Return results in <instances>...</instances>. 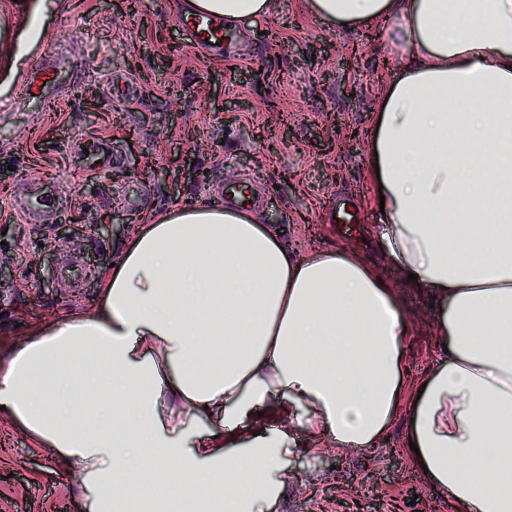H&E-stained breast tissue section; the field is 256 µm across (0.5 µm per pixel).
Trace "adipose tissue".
Here are the masks:
<instances>
[{
	"label": "adipose tissue",
	"instance_id": "adipose-tissue-1",
	"mask_svg": "<svg viewBox=\"0 0 512 512\" xmlns=\"http://www.w3.org/2000/svg\"><path fill=\"white\" fill-rule=\"evenodd\" d=\"M408 51L365 159L378 243L435 303L443 351L406 373L400 296L358 248L288 251L236 210L181 206L126 241L92 316L0 352V416L81 475L91 512H265L287 401L314 443L373 447L400 410L458 512H512V0H310ZM204 429L186 435L187 419Z\"/></svg>",
	"mask_w": 512,
	"mask_h": 512
}]
</instances>
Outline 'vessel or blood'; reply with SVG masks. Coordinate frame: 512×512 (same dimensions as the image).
I'll list each match as a JSON object with an SVG mask.
<instances>
[{"label":"vessel or blood","mask_w":512,"mask_h":512,"mask_svg":"<svg viewBox=\"0 0 512 512\" xmlns=\"http://www.w3.org/2000/svg\"><path fill=\"white\" fill-rule=\"evenodd\" d=\"M179 25L188 41L196 48L206 52L235 59L242 55L238 45L236 28L227 26L223 17L198 9H185L179 18ZM64 66L60 54L53 53L43 57L32 66L24 80L25 97L40 100L46 106H54L60 93L59 74ZM112 144L110 141L95 138L87 144L84 154L85 169L96 172L112 161ZM215 202L224 207H241L251 210L259 197L250 180H239L218 186L214 193ZM61 202L55 193L52 182L37 177L27 179L21 191H18L12 205V211L28 224L53 223ZM57 277L69 287H83L86 267L80 255L71 259L57 270Z\"/></svg>","instance_id":"obj_1"}]
</instances>
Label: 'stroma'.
I'll use <instances>...</instances> for the list:
<instances>
[{
    "label": "stroma",
    "instance_id": "1",
    "mask_svg": "<svg viewBox=\"0 0 512 512\" xmlns=\"http://www.w3.org/2000/svg\"><path fill=\"white\" fill-rule=\"evenodd\" d=\"M30 0H0V208L9 209L23 180L51 178L61 216L78 224L68 239L55 229L0 218V346L21 343L58 315H92L102 276L124 240L152 217L187 203L211 206L213 187L239 174L258 179L268 199L256 219L279 227L300 256L314 247L355 244L329 220L347 195L364 223L377 225L365 167L372 114L397 80L407 55L392 57L388 26L352 30L314 15L307 0H270L266 17L238 21L248 55L230 62L202 56L176 22L181 0H41L42 32L26 53ZM53 47L65 51L73 77L56 110L23 98L29 68ZM135 82V97L108 92L112 75ZM110 138L118 161L92 174L73 146ZM146 188L140 211L123 191ZM100 224L112 234L97 232ZM80 250L88 272L74 291L52 271ZM379 268L402 300L409 321L407 366L421 379L435 355L433 310L426 294L406 285L397 267ZM266 425L285 430L289 498L267 512H451L403 448L406 414L364 450L318 451L308 432L272 399L246 418L243 434ZM78 476L57 473L51 453L0 419V512H88Z\"/></svg>",
    "mask_w": 512,
    "mask_h": 512
}]
</instances>
